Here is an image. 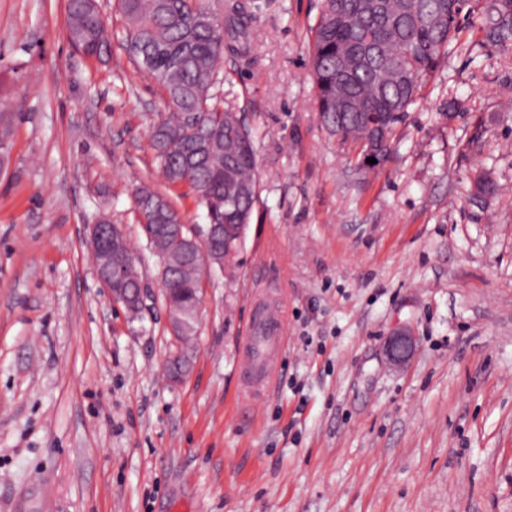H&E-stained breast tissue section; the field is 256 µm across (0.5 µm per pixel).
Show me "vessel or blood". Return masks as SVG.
I'll return each instance as SVG.
<instances>
[{
	"instance_id": "obj_1",
	"label": "vessel or blood",
	"mask_w": 512,
	"mask_h": 512,
	"mask_svg": "<svg viewBox=\"0 0 512 512\" xmlns=\"http://www.w3.org/2000/svg\"><path fill=\"white\" fill-rule=\"evenodd\" d=\"M284 317L270 313L262 305H254L247 336L242 341L241 363L247 375L246 389L269 385L280 366Z\"/></svg>"
}]
</instances>
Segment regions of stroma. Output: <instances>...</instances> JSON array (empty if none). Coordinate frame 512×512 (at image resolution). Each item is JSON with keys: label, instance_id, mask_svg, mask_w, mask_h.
Masks as SVG:
<instances>
[{"label": "stroma", "instance_id": "35a3bbf8", "mask_svg": "<svg viewBox=\"0 0 512 512\" xmlns=\"http://www.w3.org/2000/svg\"><path fill=\"white\" fill-rule=\"evenodd\" d=\"M246 66L221 107L259 130V201L237 279L205 278L191 370L175 350L130 189L167 194L149 148L160 89L120 45L67 39L66 0H0V512H512V38L483 46L471 0L385 166L358 168L309 74L320 0H243ZM497 185L471 196L477 173ZM123 225L149 289L128 319L85 246ZM259 287L285 312L279 375L243 393L239 339ZM409 328L401 369L384 348Z\"/></svg>", "mask_w": 512, "mask_h": 512}]
</instances>
